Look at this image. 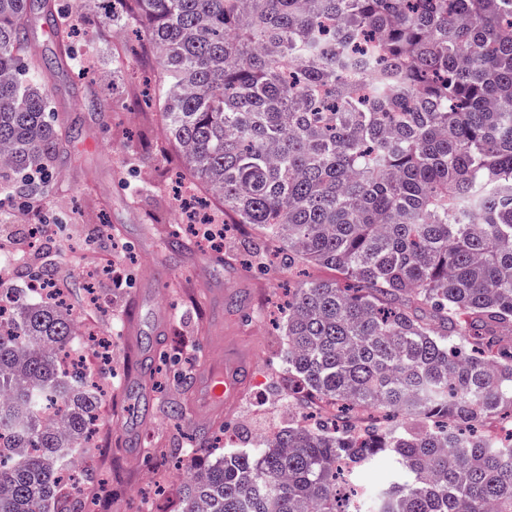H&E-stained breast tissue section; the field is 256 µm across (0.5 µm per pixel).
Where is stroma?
<instances>
[{
  "label": "stroma",
  "instance_id": "35a3bbf8",
  "mask_svg": "<svg viewBox=\"0 0 512 512\" xmlns=\"http://www.w3.org/2000/svg\"><path fill=\"white\" fill-rule=\"evenodd\" d=\"M78 39L94 38L96 53L84 71L63 68L53 80L58 122L81 133L53 194L39 205L10 208L0 238L25 247V227L45 218L60 229L28 268L10 273L12 287H26L31 272L51 267L72 309L101 332L118 329L113 342L115 386L100 411L98 449L88 460L79 491L88 512H180L176 471L187 457L174 444L205 446L230 434L235 448L256 447L262 436L292 417L281 396L285 339L275 319L297 277L336 279L323 266L289 272L280 260L251 264L238 252L243 234L227 231L224 243L187 238L185 256L165 243L188 180L179 154L167 141L163 120L144 97L155 72L143 65L144 48L131 31H108L91 18L75 20ZM125 52L142 80L113 77L112 54ZM112 104L101 124L91 98ZM177 352L184 376L164 360ZM249 366L241 394L215 415L201 411L194 382L205 366L225 355ZM176 403L177 418L159 410Z\"/></svg>",
  "mask_w": 512,
  "mask_h": 512
}]
</instances>
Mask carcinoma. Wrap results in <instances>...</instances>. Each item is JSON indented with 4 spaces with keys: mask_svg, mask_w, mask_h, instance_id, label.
<instances>
[{
    "mask_svg": "<svg viewBox=\"0 0 512 512\" xmlns=\"http://www.w3.org/2000/svg\"><path fill=\"white\" fill-rule=\"evenodd\" d=\"M0 0V190L49 196L79 131L52 112L42 15ZM162 75L168 140L233 223L301 281L282 320L288 406L336 408L256 448L192 459L181 512H512V0H112ZM112 74L135 78L112 56ZM0 325V512H83L99 386L60 370L67 310L13 292ZM399 478L340 501L382 454ZM43 21L34 23L31 29V42L36 50L42 54L53 56L57 50V44L51 37L48 28L42 25Z\"/></svg>",
    "mask_w": 512,
    "mask_h": 512,
    "instance_id": "obj_1",
    "label": "carcinoma"
}]
</instances>
